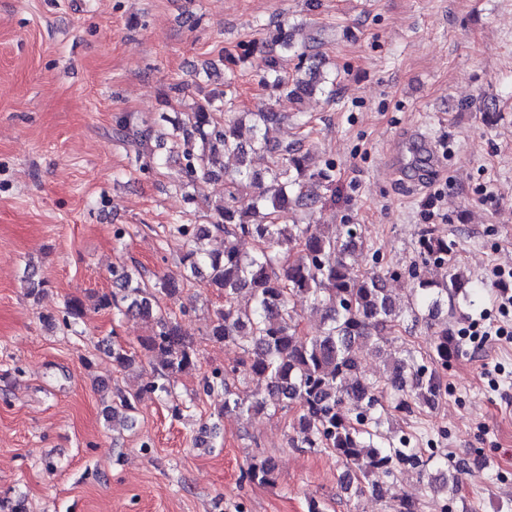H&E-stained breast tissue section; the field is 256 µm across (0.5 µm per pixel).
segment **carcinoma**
Listing matches in <instances>:
<instances>
[{"label":"carcinoma","mask_w":512,"mask_h":512,"mask_svg":"<svg viewBox=\"0 0 512 512\" xmlns=\"http://www.w3.org/2000/svg\"><path fill=\"white\" fill-rule=\"evenodd\" d=\"M272 44L282 53H293L299 63L290 75L279 55H269L262 85L296 99L317 91L329 97L335 94V72L324 69L322 61L314 62L318 55L308 54L306 42L295 41V27L279 24ZM229 95L233 89L228 79L186 120L172 123L167 133L179 160L173 187L185 200H197L202 182L224 179V197L211 203L214 221L200 227L168 224L169 234L185 239L188 246L183 264L194 275L206 273L211 285L224 290V305L213 310L207 336L243 352L232 364L205 376L204 390L223 397L220 417L294 404L299 414L293 430L301 444L336 455L360 480L377 472L389 477L395 462H414L418 455L414 448L396 447L384 434L385 396L393 397L401 410L435 402L442 390L438 368L447 367L458 350L448 325L439 326L431 332L429 369L396 332L408 320H436L442 307L455 306L459 290L466 286L463 303L476 305L482 299V285L448 262V241L432 238L422 244V267L436 265L440 277L429 279L412 269L418 287L401 305L383 288L389 271L352 273L350 258L363 245L358 225L343 224L336 230L324 224L281 223L289 209L311 208L321 201L318 190L333 185L334 169L326 162L311 163V153L297 140H271L269 125L280 122L281 116L270 107L246 113L250 120L246 129L240 119H225ZM116 135L134 147L138 169L155 162L140 152V146L151 139V128L125 115L117 121ZM252 153L268 156V166L251 167ZM226 157L236 159L238 165L226 166ZM244 195L251 202L241 207ZM212 236L224 238V250L203 247L202 241ZM239 236L254 240L252 253L240 252L234 243ZM112 279L119 291L96 296L93 308L134 312L153 321L150 334L139 341L140 351L116 344L108 348L116 368L126 372L136 367L146 377L142 387L115 393L112 404L105 407L107 418L121 419L131 428L141 393L160 399L169 396L172 378L196 369L199 353L177 317L159 305L161 298L180 292L177 282L163 276L149 283L124 265L112 266ZM296 297L309 299L321 312L317 334L300 332L299 314L292 306ZM87 314L82 300H65L63 322L72 332ZM371 340L386 351L383 374L376 379L360 373V350ZM275 471L271 459L260 457L250 463L245 477L251 483L269 484Z\"/></svg>","instance_id":"cac0c4a2"}]
</instances>
